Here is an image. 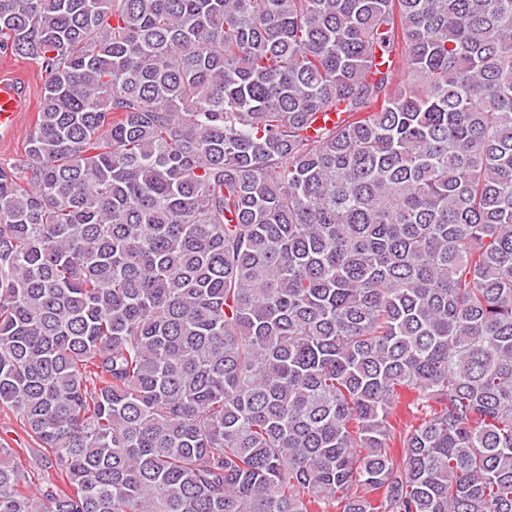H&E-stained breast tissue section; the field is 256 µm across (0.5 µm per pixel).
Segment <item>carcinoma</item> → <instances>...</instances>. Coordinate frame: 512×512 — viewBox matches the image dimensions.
Wrapping results in <instances>:
<instances>
[{
    "instance_id": "1",
    "label": "carcinoma",
    "mask_w": 512,
    "mask_h": 512,
    "mask_svg": "<svg viewBox=\"0 0 512 512\" xmlns=\"http://www.w3.org/2000/svg\"><path fill=\"white\" fill-rule=\"evenodd\" d=\"M0 53V405L74 487L0 445V512H512V0H0ZM3 60L8 65L4 69L1 68ZM2 75L3 77L20 76L32 105L31 112H28L30 104L21 83L9 78L1 79ZM0 79V138L9 136L15 130L9 138L0 140V162L6 163L12 162L20 155L32 129L43 98L44 78L32 62L0 55ZM23 112L27 114L18 123Z\"/></svg>"
}]
</instances>
